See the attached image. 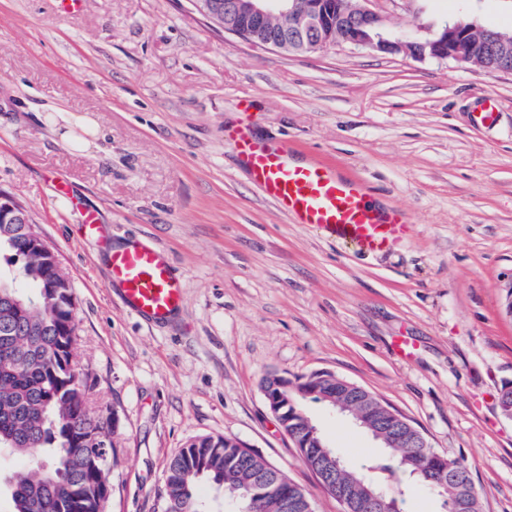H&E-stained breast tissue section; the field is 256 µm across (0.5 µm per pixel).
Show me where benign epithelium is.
I'll return each mask as SVG.
<instances>
[{
  "instance_id": "1",
  "label": "benign epithelium",
  "mask_w": 512,
  "mask_h": 512,
  "mask_svg": "<svg viewBox=\"0 0 512 512\" xmlns=\"http://www.w3.org/2000/svg\"><path fill=\"white\" fill-rule=\"evenodd\" d=\"M194 10L221 31L239 36L262 48L291 53H308L348 44L388 54L423 60H453L474 65L484 54L494 55L495 67L486 70L512 73V33L489 36L484 27L461 20H445L433 40L408 36L383 38L377 34L382 16L370 8L372 0H232L224 15L212 11L205 0H188ZM26 212L9 197L0 196V224H24ZM285 377L263 388L267 405L283 432H288V390ZM340 457L313 466L322 479L330 480L340 471Z\"/></svg>"
}]
</instances>
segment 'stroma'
Masks as SVG:
<instances>
[{
  "label": "stroma",
  "instance_id": "1",
  "mask_svg": "<svg viewBox=\"0 0 512 512\" xmlns=\"http://www.w3.org/2000/svg\"><path fill=\"white\" fill-rule=\"evenodd\" d=\"M391 37L433 38L444 17L512 28V0H376ZM495 125L476 124L479 93ZM250 125L366 187L408 231L367 255L295 224L266 200L225 129ZM65 177L73 202L56 198ZM0 194L19 203L74 288V360L88 404L112 418L110 512H163L169 459L226 436L343 512L280 430L272 373L328 371L463 460L479 512H512V73L348 45L260 49L187 0H0ZM103 234H77L80 208ZM160 247L185 302L170 324L126 310L106 286L108 246ZM414 342L397 355L395 337ZM299 406L349 462L381 446L351 419ZM498 108L499 104L495 97L479 94L474 114L481 124L491 126L497 121Z\"/></svg>",
  "mask_w": 512,
  "mask_h": 512
}]
</instances>
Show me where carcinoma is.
<instances>
[{"label": "carcinoma", "mask_w": 512, "mask_h": 512, "mask_svg": "<svg viewBox=\"0 0 512 512\" xmlns=\"http://www.w3.org/2000/svg\"><path fill=\"white\" fill-rule=\"evenodd\" d=\"M21 224L0 226V252L14 266L6 289L22 309L0 304V451L25 460L24 471L9 481V512H107L110 475L117 463L108 421L88 407L86 375L73 360L78 323L71 282L46 256L30 251ZM19 282L29 289L16 287ZM309 398L290 397L297 436L314 426L299 408ZM224 491L236 512H307L308 493L260 455L225 436H202L167 463L164 512H208L198 496L200 480ZM365 479L382 485V497L395 501L415 487L441 498V512L464 486L469 512H478V495L469 468L417 442L383 452L357 465H344L341 481ZM288 490V509L278 491Z\"/></svg>", "instance_id": "1"}]
</instances>
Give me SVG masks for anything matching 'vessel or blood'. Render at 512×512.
<instances>
[{
	"label": "vessel or blood",
	"mask_w": 512,
	"mask_h": 512,
	"mask_svg": "<svg viewBox=\"0 0 512 512\" xmlns=\"http://www.w3.org/2000/svg\"><path fill=\"white\" fill-rule=\"evenodd\" d=\"M495 97L478 95L476 119L497 121ZM224 143L236 153L264 197L296 224L354 245L368 254L388 250L402 235L406 221L396 212L379 214L363 188L320 164L289 162L287 145L273 144L237 128ZM108 285L132 314L153 325L173 321L184 303L183 285L169 260L154 245L130 241L112 248L107 259Z\"/></svg>",
	"instance_id": "1"
}]
</instances>
